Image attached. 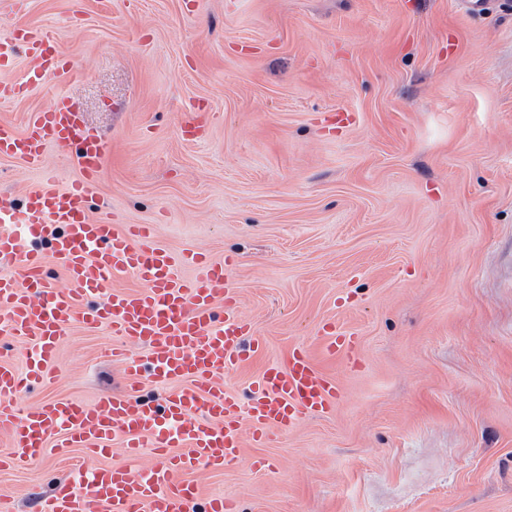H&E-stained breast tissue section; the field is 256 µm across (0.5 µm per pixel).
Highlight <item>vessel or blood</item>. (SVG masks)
<instances>
[{
	"mask_svg": "<svg viewBox=\"0 0 512 512\" xmlns=\"http://www.w3.org/2000/svg\"><path fill=\"white\" fill-rule=\"evenodd\" d=\"M20 56L33 85L72 71L52 30L10 25L0 39V100L22 91L5 77ZM51 146L72 155L79 178L62 187L48 173L19 200L0 199V224L25 228L21 236L0 234V332L28 343L21 370L5 362L0 346V429L9 431L12 465L37 460L51 446L82 450L70 478L43 497L39 512H235L224 499L202 500L194 473L234 465L244 429L261 443L328 414L340 385L323 363L357 362L355 334L326 322L318 351L294 345L284 362L265 365L247 398L230 392L225 376L264 351L235 304L234 261L176 255L157 243L154 225L119 228L90 216L86 203L112 146L87 127L71 96L55 97L24 127L0 121V158L40 169ZM50 263L64 271L68 288H53ZM189 264L201 273L184 276ZM119 273L137 280L138 289L114 288ZM75 320L90 331L111 329L112 357L133 382L92 406L70 399L19 406L18 396L51 380L59 340ZM128 341L142 343L143 355L129 357ZM149 382L159 393L145 392ZM172 382L177 390H169ZM117 439L130 456L152 449L153 464H104Z\"/></svg>",
	"mask_w": 512,
	"mask_h": 512,
	"instance_id": "1",
	"label": "vessel or blood"
}]
</instances>
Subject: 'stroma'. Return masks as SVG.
Instances as JSON below:
<instances>
[{
	"mask_svg": "<svg viewBox=\"0 0 512 512\" xmlns=\"http://www.w3.org/2000/svg\"><path fill=\"white\" fill-rule=\"evenodd\" d=\"M75 72L0 101L23 126L67 94L112 145L93 216L152 224L179 253L238 260L265 363L327 320L357 333L328 415L303 420L204 496L238 512H512V0H27ZM197 111L198 138L180 131ZM106 328L72 322L50 384L122 390ZM81 455L0 468L16 512Z\"/></svg>",
	"mask_w": 512,
	"mask_h": 512,
	"instance_id": "35a3bbf8",
	"label": "stroma"
}]
</instances>
